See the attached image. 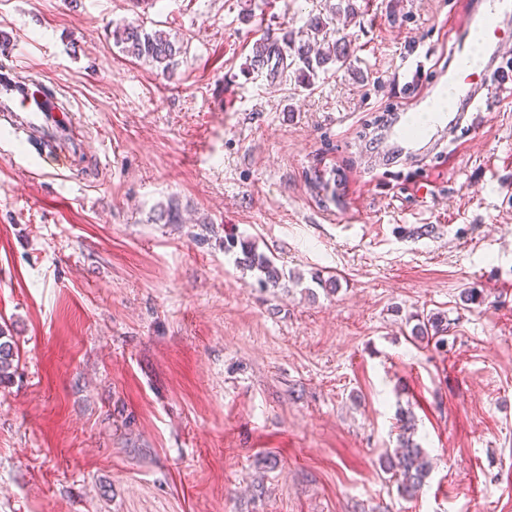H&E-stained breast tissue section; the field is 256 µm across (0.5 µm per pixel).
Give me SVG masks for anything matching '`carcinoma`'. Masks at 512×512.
<instances>
[{
	"instance_id": "1",
	"label": "carcinoma",
	"mask_w": 512,
	"mask_h": 512,
	"mask_svg": "<svg viewBox=\"0 0 512 512\" xmlns=\"http://www.w3.org/2000/svg\"><path fill=\"white\" fill-rule=\"evenodd\" d=\"M328 22L319 15L310 17L306 28L299 34L285 33L281 40L266 38L256 44L250 58V68L265 69L274 78L291 66L296 67L298 82L309 86L311 77L327 66L345 63L352 54L351 42L344 39H327ZM116 43L122 45V51L138 60L156 64L167 72L173 67L175 58L182 53V42L163 31L147 32L141 26L127 24L113 32ZM240 248L242 257L237 263L242 268L259 273L258 282L265 288L279 286L283 273L273 261L263 254L255 252L254 247L234 237L226 239L224 249L230 251ZM448 324L440 315L433 316L413 327L419 336H431L439 345L444 344L442 334L447 332ZM17 352L14 344L0 329V381L10 377L14 368ZM399 448L389 468L397 476L399 492L407 497L415 496L430 474L431 463L428 455L413 439L414 425L409 415H402Z\"/></svg>"
}]
</instances>
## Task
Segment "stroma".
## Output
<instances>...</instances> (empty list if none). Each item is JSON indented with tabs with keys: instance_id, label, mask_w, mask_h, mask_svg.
<instances>
[{
	"instance_id": "35a3bbf8",
	"label": "stroma",
	"mask_w": 512,
	"mask_h": 512,
	"mask_svg": "<svg viewBox=\"0 0 512 512\" xmlns=\"http://www.w3.org/2000/svg\"><path fill=\"white\" fill-rule=\"evenodd\" d=\"M338 3L0 0V66L75 137L71 172L0 146V512H512V88L392 155L374 117L419 103L481 0ZM317 14L346 64L306 89L250 69ZM132 21L183 40L172 70L116 45ZM433 313L442 347L411 334ZM402 410L432 460L414 498L384 463ZM224 249L231 251L240 246L242 258L237 259L239 266L250 271H257L258 282L264 288H277L283 276V273L274 265L273 261L263 254H257L254 247L249 242L239 241L235 237H229L225 240ZM6 332L0 329V382L11 377V370L14 368V361L17 357L14 344Z\"/></svg>"
}]
</instances>
